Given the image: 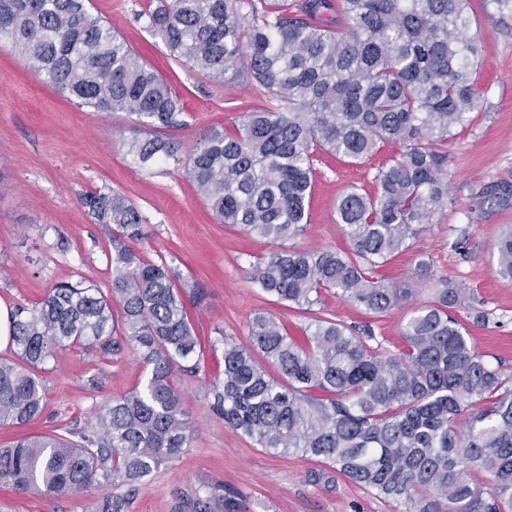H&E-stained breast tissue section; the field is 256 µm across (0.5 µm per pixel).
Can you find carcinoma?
<instances>
[{
	"label": "carcinoma",
	"instance_id": "obj_1",
	"mask_svg": "<svg viewBox=\"0 0 512 512\" xmlns=\"http://www.w3.org/2000/svg\"><path fill=\"white\" fill-rule=\"evenodd\" d=\"M88 4L0 0V48L84 106L136 116L152 132L128 142L136 163L181 164L220 223L274 245L253 281L277 301L310 312L333 293L381 317L407 299L377 269L448 203V140L478 108L470 0H155L141 18L169 56L216 83L244 77L262 96L184 160L159 135L183 125L179 97ZM389 141L402 151L378 171L375 191L351 187L337 200L349 249L285 245L310 224L319 155L357 162ZM83 204L114 225L111 288L61 282L11 311L0 426L43 413L37 370L73 345L109 359L128 344L152 374L96 411L78 442L45 434L0 448V485L63 494L104 484L112 492L101 512H124L141 482L191 446L171 377L199 368L187 306H201L204 292L143 256L146 218L124 195L100 188ZM497 261L512 280V229ZM457 307L489 320L467 289L445 282L407 321L396 352L367 325L315 317L299 342L258 315L250 346L224 343L213 409L261 447L321 463L310 482L334 489L342 477L395 512H512V377L475 349L450 314ZM175 512H241V503L215 484L179 499Z\"/></svg>",
	"mask_w": 512,
	"mask_h": 512
}]
</instances>
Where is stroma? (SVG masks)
I'll return each mask as SVG.
<instances>
[{
  "label": "stroma",
  "instance_id": "stroma-1",
  "mask_svg": "<svg viewBox=\"0 0 512 512\" xmlns=\"http://www.w3.org/2000/svg\"><path fill=\"white\" fill-rule=\"evenodd\" d=\"M149 0H92L91 12L110 21L150 68L180 96L183 126L169 131L181 155L204 133L232 128L243 106L259 93L245 81L217 84L171 61L140 17ZM468 37L482 56L474 75L479 94L468 127L448 142V204L430 220L412 247L380 267V276L409 289L408 300L381 317L328 294L324 308L349 325L371 324L390 350L403 344L413 311L431 300L441 280L467 288L490 314L474 322L457 310L471 342L512 372V282L498 274L496 242L512 225V10L490 0H471ZM136 134L133 117L79 105L59 94L28 62L0 48V305L31 307L56 283L86 279L110 286L106 250L109 230L81 203L83 194L109 187L122 193L146 219L140 248L162 258L182 280L203 288L206 298L190 315L204 345L196 373H176L193 428L190 448L138 487L127 512H173L182 496L219 483L237 495L242 512H392L364 489L339 483L327 490L310 483L314 462L292 452L260 448L226 426L212 409L211 389L224 378V341L248 344L257 313L273 316L290 335L309 319L264 293L251 279L253 266L272 249L266 240L220 224L173 161L142 167L127 153ZM401 151L387 142L363 163L323 156L301 246L347 249L336 202L349 187L373 192L374 177ZM426 261L430 277L417 275ZM152 368L132 348L111 359L76 345L48 361L42 375L46 409L26 425L0 427V446L22 436L67 426L83 432L91 413L113 398L144 386ZM105 496L93 486L73 494L18 493L0 486V512H99Z\"/></svg>",
  "mask_w": 512,
  "mask_h": 512
}]
</instances>
